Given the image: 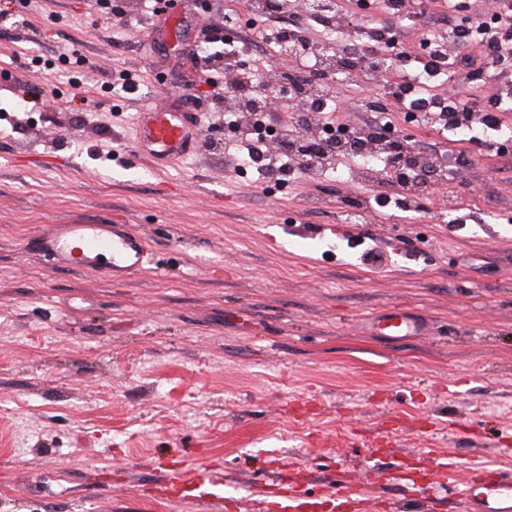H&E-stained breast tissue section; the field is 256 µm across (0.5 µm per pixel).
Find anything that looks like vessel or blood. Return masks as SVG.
<instances>
[{"mask_svg": "<svg viewBox=\"0 0 512 512\" xmlns=\"http://www.w3.org/2000/svg\"><path fill=\"white\" fill-rule=\"evenodd\" d=\"M200 133L197 113L151 105L138 116L134 143L140 155L161 167L188 153ZM27 247L68 269H93L112 281L130 278L153 260L143 236L126 224H51ZM423 329L422 322L403 309L388 311L374 326L375 332L396 340L420 335ZM157 469L167 497L201 505L221 497L219 482L208 467L188 471L161 463ZM355 490L348 474L337 473L331 480V497L340 510ZM460 495L468 512H512V470L497 463L476 464Z\"/></svg>", "mask_w": 512, "mask_h": 512, "instance_id": "b4317fda", "label": "vessel or blood"}]
</instances>
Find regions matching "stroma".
Segmentation results:
<instances>
[{
  "label": "stroma",
  "mask_w": 512,
  "mask_h": 512,
  "mask_svg": "<svg viewBox=\"0 0 512 512\" xmlns=\"http://www.w3.org/2000/svg\"><path fill=\"white\" fill-rule=\"evenodd\" d=\"M245 2L208 0L176 26L122 0V30L101 0L0 15V512H199L150 490L152 462L171 457L222 462L223 512H266L302 471L319 503L338 469L398 499L390 473L426 448L457 464L435 473L430 512H463L470 462L512 446V157L395 112L414 149L450 162L420 211H375L374 194L406 187L351 161L282 190L237 176L211 146L215 114L186 53ZM423 4L395 22L407 45L443 24L446 0ZM124 69L139 87L119 96ZM188 89L209 146L153 170L135 116L178 108ZM352 202L363 223H343ZM85 221L130 225L157 264L112 283L26 248L47 225ZM356 238L388 265H363ZM393 308L424 335H375Z\"/></svg>",
  "instance_id": "35a3bbf8"
}]
</instances>
